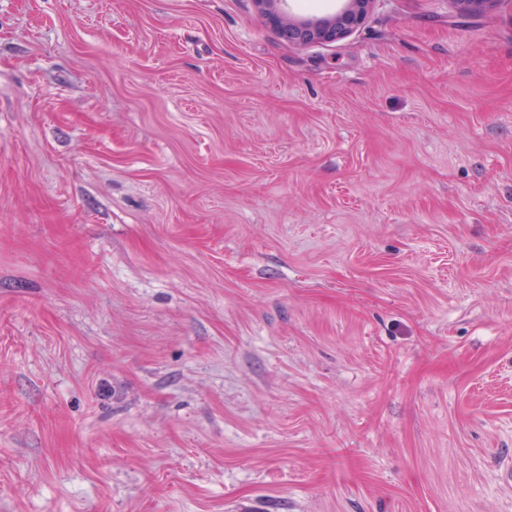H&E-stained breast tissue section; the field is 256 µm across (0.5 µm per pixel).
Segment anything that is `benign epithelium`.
I'll use <instances>...</instances> for the list:
<instances>
[{
    "mask_svg": "<svg viewBox=\"0 0 512 512\" xmlns=\"http://www.w3.org/2000/svg\"><path fill=\"white\" fill-rule=\"evenodd\" d=\"M463 19H475L489 11L496 0H453ZM374 0H347L336 14L323 18H300L282 25L278 34L297 45L336 42L364 23Z\"/></svg>",
    "mask_w": 512,
    "mask_h": 512,
    "instance_id": "1",
    "label": "benign epithelium"
}]
</instances>
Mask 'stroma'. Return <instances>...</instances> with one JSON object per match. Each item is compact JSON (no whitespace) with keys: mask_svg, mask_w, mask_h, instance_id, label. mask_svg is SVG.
<instances>
[{"mask_svg":"<svg viewBox=\"0 0 512 512\" xmlns=\"http://www.w3.org/2000/svg\"><path fill=\"white\" fill-rule=\"evenodd\" d=\"M0 0V512H512V0ZM375 0H347L336 14L323 18H300L282 24L278 34L292 44L336 42L364 23Z\"/></svg>","mask_w":512,"mask_h":512,"instance_id":"35a3bbf8","label":"stroma"}]
</instances>
